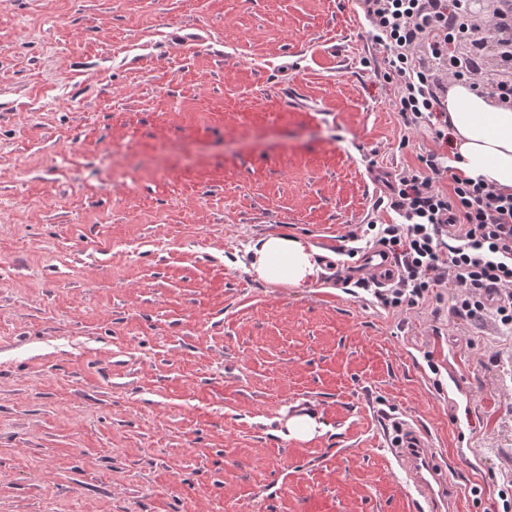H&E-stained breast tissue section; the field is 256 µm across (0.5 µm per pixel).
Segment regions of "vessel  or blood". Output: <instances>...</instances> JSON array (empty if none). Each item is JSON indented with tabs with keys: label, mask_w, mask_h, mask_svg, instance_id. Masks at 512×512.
<instances>
[{
	"label": "vessel or blood",
	"mask_w": 512,
	"mask_h": 512,
	"mask_svg": "<svg viewBox=\"0 0 512 512\" xmlns=\"http://www.w3.org/2000/svg\"><path fill=\"white\" fill-rule=\"evenodd\" d=\"M392 453L408 486L429 512H452L453 483L441 477L419 429L398 426Z\"/></svg>",
	"instance_id": "b4317fda"
}]
</instances>
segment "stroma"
Listing matches in <instances>:
<instances>
[{"label":"stroma","instance_id":"1","mask_svg":"<svg viewBox=\"0 0 512 512\" xmlns=\"http://www.w3.org/2000/svg\"><path fill=\"white\" fill-rule=\"evenodd\" d=\"M366 28L357 0H0V512H421L396 421L455 512H501L512 332L357 285L386 176L437 147ZM281 232L309 287L254 272ZM252 250V267L257 276L269 284L304 288L320 270L314 250L288 234L270 235ZM424 447L419 429L402 425L397 427L392 453L408 486L426 504L429 512H453L451 476L448 473L447 481L440 476L431 454Z\"/></svg>","mask_w":512,"mask_h":512}]
</instances>
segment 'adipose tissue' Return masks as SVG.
Masks as SVG:
<instances>
[{
    "instance_id": "obj_1",
    "label": "adipose tissue",
    "mask_w": 512,
    "mask_h": 512,
    "mask_svg": "<svg viewBox=\"0 0 512 512\" xmlns=\"http://www.w3.org/2000/svg\"><path fill=\"white\" fill-rule=\"evenodd\" d=\"M447 105L454 151L464 174L512 192V108L462 85L449 88ZM253 252L252 267L269 284L303 288L318 272L313 249L284 233L260 240Z\"/></svg>"
}]
</instances>
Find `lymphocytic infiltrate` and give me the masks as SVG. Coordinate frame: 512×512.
Masks as SVG:
<instances>
[{
	"label": "lymphocytic infiltrate",
	"mask_w": 512,
	"mask_h": 512,
	"mask_svg": "<svg viewBox=\"0 0 512 512\" xmlns=\"http://www.w3.org/2000/svg\"><path fill=\"white\" fill-rule=\"evenodd\" d=\"M367 38L382 49L398 92L391 105L405 129L448 141L446 63L453 33L470 34L469 0H359ZM388 181L380 199L391 224L373 223L363 240L379 242L396 269L387 288L358 285L382 304H413L442 283L458 287L456 309L470 319L494 311L512 329V193L466 176L443 150Z\"/></svg>",
	"instance_id": "obj_1"
}]
</instances>
